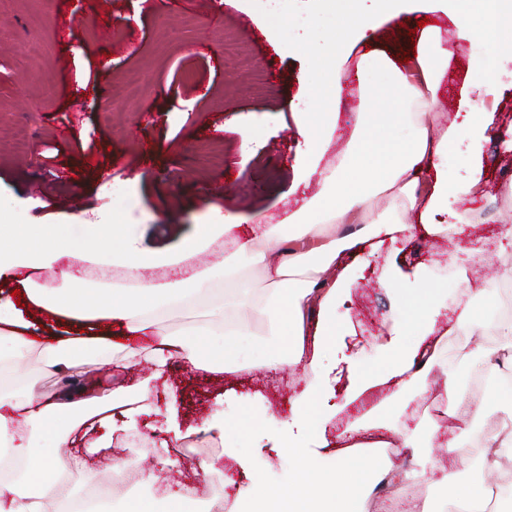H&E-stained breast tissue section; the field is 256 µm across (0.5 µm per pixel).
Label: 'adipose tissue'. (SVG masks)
I'll list each match as a JSON object with an SVG mask.
<instances>
[{
    "mask_svg": "<svg viewBox=\"0 0 512 512\" xmlns=\"http://www.w3.org/2000/svg\"><path fill=\"white\" fill-rule=\"evenodd\" d=\"M409 1L316 0L317 9L302 14L274 10L273 0H254L267 10L272 38L294 33L287 47L307 58L310 71L308 103L293 109L306 147L292 166L297 207L278 223L259 213L243 217L216 210L176 249L152 252L137 246L117 213L108 224H0V278L16 279L31 305L69 327L67 334L34 339L22 309L0 301V465L24 463L0 478V512H48L77 502L62 473L108 451L114 432L135 429L142 401L173 361L219 375L239 371L229 355L251 335L258 312L270 322L266 365L302 369L305 385L293 416L310 433L307 443L294 446L297 465L287 485L272 489L255 482L231 512H364L365 496L377 484L406 477L379 456L382 448L410 449L422 470L436 469L434 450L445 434L441 420L426 415L408 427L370 417L340 434L333 446L325 431L335 414L319 405L326 382L322 352L342 333L336 306L357 279L355 260L388 244L400 255L417 228L442 239L461 233L463 208L476 200L483 147L495 122L494 112L477 108L472 95L478 89L498 94L497 71L512 65V0H413L422 15L449 16L451 28L431 22L419 27L406 60L376 48L375 31L399 25ZM359 44L368 50L348 70L345 62ZM465 45L492 51L497 64L470 58L456 119L441 127L427 117ZM353 78L367 94L343 150L331 160L342 95ZM458 142L469 169L463 182L448 175ZM315 180L322 185L319 194L302 195ZM381 193L389 203L378 211L373 200ZM409 212L415 224L403 221ZM335 223L343 232L322 240L318 225ZM221 245L249 254L262 268L269 281L264 302L254 300L231 266L222 268L226 287L220 292L210 269L196 265L198 255ZM380 281L395 289L403 317L389 329L381 372L356 376L359 396L390 381L402 392L418 386L437 365L443 337L470 333L481 321L483 301L495 296L489 282L470 284L468 298L446 326L441 316L447 289L396 262ZM172 310L205 321L179 330L160 327V316ZM145 345L149 375L96 394L48 399L18 372L32 351L52 372L110 359L124 368L136 363ZM64 447L84 454L62 458Z\"/></svg>",
    "mask_w": 512,
    "mask_h": 512,
    "instance_id": "1",
    "label": "adipose tissue"
}]
</instances>
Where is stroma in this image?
<instances>
[{"mask_svg":"<svg viewBox=\"0 0 512 512\" xmlns=\"http://www.w3.org/2000/svg\"><path fill=\"white\" fill-rule=\"evenodd\" d=\"M230 30L263 70L264 93L251 92L249 72L225 54ZM501 80L507 89L497 111L498 136L484 152L483 194L465 216L466 238L490 245L483 267L494 285L512 274V243L498 240L503 214H512V194L504 190L512 182V154L498 141L512 134V75ZM308 81L305 59L282 53L242 0H108L100 13L91 0H0V213L27 224H105L121 208L146 251L175 247L207 223L214 206L283 218L299 141L292 104ZM117 84L128 89L118 99L112 96ZM245 126L255 137L248 151L241 148ZM19 130L29 140L23 155L14 137ZM447 247L419 234L399 262L427 264L429 279L455 291L458 280L435 265ZM357 283L336 309L354 332L324 352L326 365L354 373L379 368L381 322L397 314L373 256L363 255ZM237 359L242 369L230 377L173 362L166 387L153 393L138 424L137 441L117 438L113 456L79 469L75 489L116 459L151 467L141 446L160 437L171 404L187 436L214 414L234 418L251 407L255 424L230 442L255 454L256 469L241 470L223 456L221 478L244 497L254 475L273 488L287 482L296 460L281 445L303 387L301 371L288 367L269 379L262 350L248 343ZM446 439L436 451L441 465L459 483L481 489L489 512H512V495L488 484L512 472V458L499 457L490 472L474 475L466 470L470 442L463 430L448 428Z\"/></svg>","mask_w":512,"mask_h":512,"instance_id":"35a3bbf8","label":"stroma"}]
</instances>
